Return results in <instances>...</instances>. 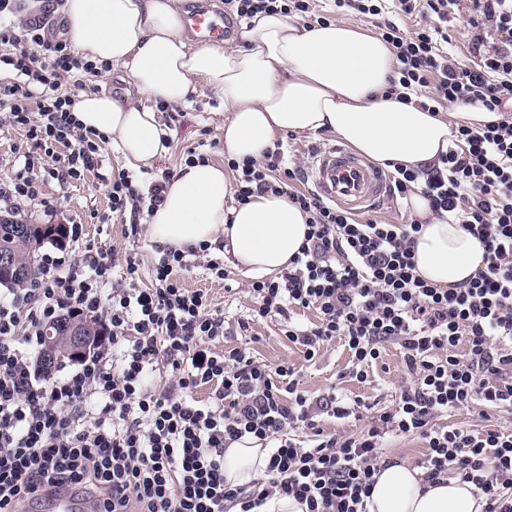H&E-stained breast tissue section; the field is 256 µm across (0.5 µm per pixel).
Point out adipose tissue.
I'll list each match as a JSON object with an SVG mask.
<instances>
[{"instance_id": "ef3b65f1", "label": "adipose tissue", "mask_w": 512, "mask_h": 512, "mask_svg": "<svg viewBox=\"0 0 512 512\" xmlns=\"http://www.w3.org/2000/svg\"><path fill=\"white\" fill-rule=\"evenodd\" d=\"M60 11L77 52L109 63L132 92L75 97V117L111 137L134 166L163 152L157 103L186 104L204 84L223 105L224 151L261 159L279 132L326 129L378 163L427 165L447 152L451 119L384 97L395 58L380 37L331 23L297 29L282 14H258L239 44H192L184 34L182 0H64ZM223 166H183L149 216L147 237L182 251L228 239L235 268L261 278L287 268L308 229L307 216L286 196L259 194L233 203ZM421 230L416 235L418 274L448 288L469 280L483 264L484 245L461 225L433 215L421 193L408 199ZM269 454L245 438L224 450V477L242 485L263 475ZM371 512H483L472 484L444 479L430 485L420 470L390 463L375 477Z\"/></svg>"}]
</instances>
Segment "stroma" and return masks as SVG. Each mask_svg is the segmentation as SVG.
<instances>
[{"label": "stroma", "instance_id": "stroma-1", "mask_svg": "<svg viewBox=\"0 0 512 512\" xmlns=\"http://www.w3.org/2000/svg\"><path fill=\"white\" fill-rule=\"evenodd\" d=\"M227 117L223 107L205 88L191 93L189 102L182 107L160 113L159 118L167 133V150L145 167L148 179L161 178L162 174L179 172L187 152L203 155L208 162L224 161L222 128ZM286 145L291 161L301 168H308L314 150L337 144L338 135L330 130L318 132H283L279 135ZM42 194L49 201V208H30L24 218L33 224H80L87 233V244L105 245L111 248L116 259H123L129 246L127 226L121 221L101 224L97 215L110 207L108 191L97 172L88 171L67 186L47 181ZM250 277L239 270H232L228 280L222 281L196 269L186 273V288L208 292L212 306L224 310L232 320L249 318L254 300L248 291ZM246 346L255 356L267 364L283 361L294 363L301 370V387L308 395L322 397L342 390L348 397L377 409L390 405L405 375L397 346L384 347L377 363L370 369L366 382L360 383L348 375L350 355L339 343L326 345L313 363L304 362L297 345L290 343L280 333L273 320L252 324L248 331H234L217 341L216 349Z\"/></svg>", "mask_w": 512, "mask_h": 512}]
</instances>
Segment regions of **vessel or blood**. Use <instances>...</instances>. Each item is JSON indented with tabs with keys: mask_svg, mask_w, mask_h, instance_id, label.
Masks as SVG:
<instances>
[{
	"mask_svg": "<svg viewBox=\"0 0 512 512\" xmlns=\"http://www.w3.org/2000/svg\"><path fill=\"white\" fill-rule=\"evenodd\" d=\"M186 27L197 40L216 42L229 39L231 23L222 11L202 4L192 5ZM310 180L316 191L329 202L354 213H363L390 198L388 171L374 165L339 143L317 152L310 165ZM47 512H98L90 500L74 490L60 487L42 495Z\"/></svg>",
	"mask_w": 512,
	"mask_h": 512,
	"instance_id": "vessel-or-blood-1",
	"label": "vessel or blood"
}]
</instances>
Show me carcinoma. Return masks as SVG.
<instances>
[{"label":"carcinoma","instance_id":"obj_1","mask_svg":"<svg viewBox=\"0 0 512 512\" xmlns=\"http://www.w3.org/2000/svg\"><path fill=\"white\" fill-rule=\"evenodd\" d=\"M14 220L0 218V253L11 256L18 272L11 278L0 280L7 288H23L39 272V251L47 242L55 241L56 227L46 224H33L26 236L13 232Z\"/></svg>","mask_w":512,"mask_h":512}]
</instances>
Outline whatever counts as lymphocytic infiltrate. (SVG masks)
I'll return each instance as SVG.
<instances>
[{
	"label": "lymphocytic infiltrate",
	"instance_id": "obj_1",
	"mask_svg": "<svg viewBox=\"0 0 512 512\" xmlns=\"http://www.w3.org/2000/svg\"><path fill=\"white\" fill-rule=\"evenodd\" d=\"M422 2L427 11L414 30L396 22ZM224 9L241 21L280 13L308 28L336 14L374 18L397 62L386 96L431 112L463 100L499 113L494 123L459 125L432 167L397 163L392 171L393 196L421 191L437 216L482 241L484 263L461 286L435 287L416 272L418 223L361 221L293 188L300 171L282 142L259 161L227 159L237 203L270 192L307 215L298 255L280 276L252 283L253 317L278 318L308 362L343 341L350 375L361 382L384 343L400 350L407 378L396 402L346 437L324 433L319 418H348L360 401L339 393L311 400L293 365L212 349L227 334L226 318L180 279L199 260L227 279L209 245L161 248L146 288L135 256L119 265L99 246L72 259L68 246L83 227H64L63 244L41 255L36 278L0 296V512H20L43 489L63 486L95 493L101 512H255L276 495L306 512H369L388 440L412 435L427 448L424 481L454 475L484 498V512H512V426L448 422L473 405L512 413V0H332L326 9L316 0H224ZM30 11L27 0H0V119L28 140L0 179V208L42 204L44 181L64 185L96 169L111 202L101 223L126 221L136 239L140 216L159 205L166 185L104 169L108 136L84 128L71 106L105 68L48 37ZM461 16L481 54L473 66L448 49V25ZM60 144L71 151L58 158ZM296 308L314 310L315 322H294ZM65 313L96 323L98 342L47 375L33 355L45 325ZM203 386L212 392L200 401L194 392ZM247 436L270 448L269 461L262 478L233 486L224 450Z\"/></svg>",
	"mask_w": 512,
	"mask_h": 512
}]
</instances>
